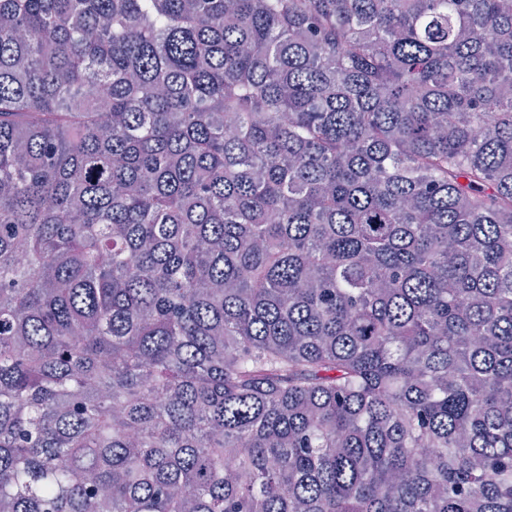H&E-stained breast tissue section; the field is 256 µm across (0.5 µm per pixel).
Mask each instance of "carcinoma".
I'll return each mask as SVG.
<instances>
[{
  "mask_svg": "<svg viewBox=\"0 0 512 512\" xmlns=\"http://www.w3.org/2000/svg\"><path fill=\"white\" fill-rule=\"evenodd\" d=\"M0 512H512V0H0Z\"/></svg>",
  "mask_w": 512,
  "mask_h": 512,
  "instance_id": "cac0c4a2",
  "label": "carcinoma"
}]
</instances>
